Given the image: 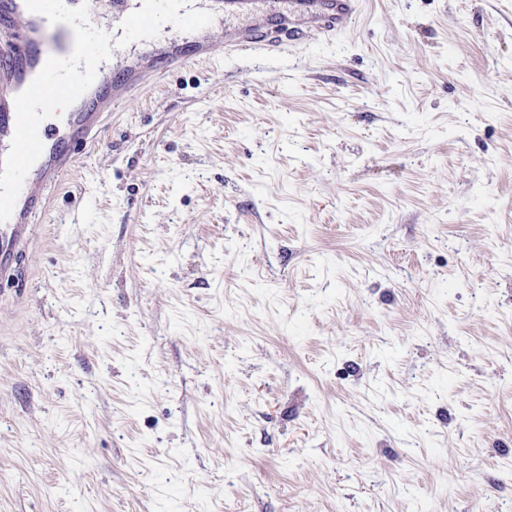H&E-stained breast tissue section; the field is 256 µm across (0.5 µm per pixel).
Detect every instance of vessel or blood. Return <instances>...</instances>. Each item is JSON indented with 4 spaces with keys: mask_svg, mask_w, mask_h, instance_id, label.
Masks as SVG:
<instances>
[{
    "mask_svg": "<svg viewBox=\"0 0 512 512\" xmlns=\"http://www.w3.org/2000/svg\"><path fill=\"white\" fill-rule=\"evenodd\" d=\"M358 8L359 0H209L215 22L199 30L196 40L168 43L117 74L98 68L89 88L70 105L64 129L46 122L39 126L42 153L24 179L10 219L0 223V280L26 285L19 258L31 238L33 216L49 208L45 187L64 183L74 157L95 146L105 118L143 92L149 78L206 63L220 50L270 56L312 33L345 30L354 23ZM0 32L8 37L0 46L1 159L10 150L16 128V96L50 57L71 55L74 33L68 25L50 24L42 14L29 11L25 0H0Z\"/></svg>",
    "mask_w": 512,
    "mask_h": 512,
    "instance_id": "1",
    "label": "vessel or blood"
}]
</instances>
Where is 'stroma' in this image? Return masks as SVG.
<instances>
[{
  "instance_id": "35a3bbf8",
  "label": "stroma",
  "mask_w": 512,
  "mask_h": 512,
  "mask_svg": "<svg viewBox=\"0 0 512 512\" xmlns=\"http://www.w3.org/2000/svg\"><path fill=\"white\" fill-rule=\"evenodd\" d=\"M0 306V512H512V0L172 71Z\"/></svg>"
}]
</instances>
